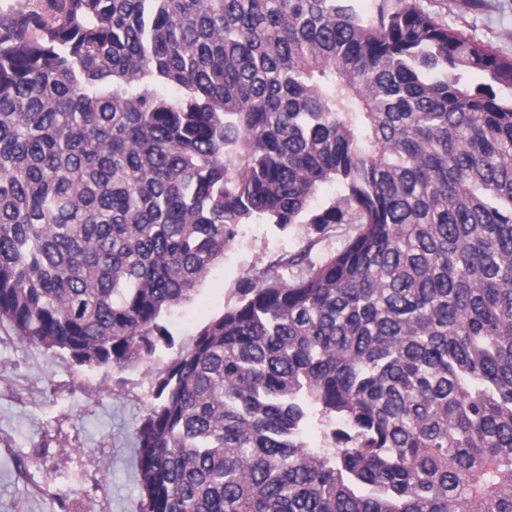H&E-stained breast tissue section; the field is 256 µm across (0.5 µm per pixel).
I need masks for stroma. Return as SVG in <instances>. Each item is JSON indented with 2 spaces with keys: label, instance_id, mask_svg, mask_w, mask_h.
Here are the masks:
<instances>
[{
  "label": "stroma",
  "instance_id": "35a3bbf8",
  "mask_svg": "<svg viewBox=\"0 0 512 512\" xmlns=\"http://www.w3.org/2000/svg\"><path fill=\"white\" fill-rule=\"evenodd\" d=\"M418 3L438 23L512 58V0ZM354 231L340 224L317 240L308 224L242 225L192 297L168 316L173 347L110 376L21 340L0 320V512H139L135 435L158 375L209 318L236 301L246 274L308 243L321 258Z\"/></svg>",
  "mask_w": 512,
  "mask_h": 512
}]
</instances>
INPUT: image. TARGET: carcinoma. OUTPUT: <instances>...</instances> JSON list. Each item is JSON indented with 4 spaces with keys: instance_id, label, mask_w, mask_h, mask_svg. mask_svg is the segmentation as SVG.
<instances>
[{
    "instance_id": "cac0c4a2",
    "label": "carcinoma",
    "mask_w": 512,
    "mask_h": 512,
    "mask_svg": "<svg viewBox=\"0 0 512 512\" xmlns=\"http://www.w3.org/2000/svg\"><path fill=\"white\" fill-rule=\"evenodd\" d=\"M326 183L341 195L312 208ZM257 221L358 232L278 258L291 281L242 278L156 378L141 512H512V59L417 0L0 13V320L19 338L142 364ZM355 230L356 226L354 224L336 225V232L328 233L316 242L312 249V258L317 260L325 254L341 249L347 239L354 235Z\"/></svg>"
}]
</instances>
